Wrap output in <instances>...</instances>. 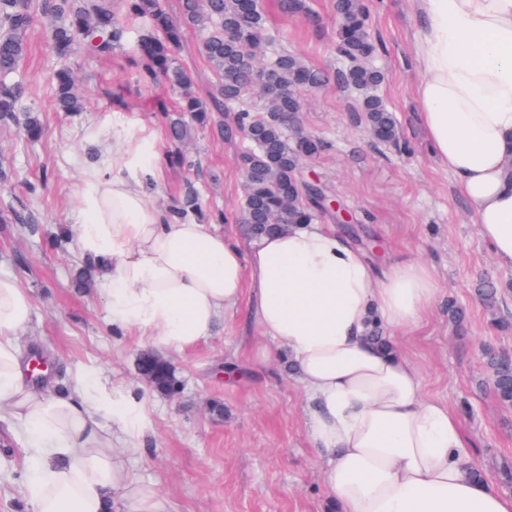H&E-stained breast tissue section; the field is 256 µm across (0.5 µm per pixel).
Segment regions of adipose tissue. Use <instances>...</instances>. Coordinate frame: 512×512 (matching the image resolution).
<instances>
[{
  "instance_id": "ef3b65f1",
  "label": "adipose tissue",
  "mask_w": 512,
  "mask_h": 512,
  "mask_svg": "<svg viewBox=\"0 0 512 512\" xmlns=\"http://www.w3.org/2000/svg\"><path fill=\"white\" fill-rule=\"evenodd\" d=\"M424 20L420 120L455 178L481 237L512 267V0H417ZM154 165L123 147L111 171L87 169L74 227L94 259L113 325L184 352L213 336L244 292L274 350L285 354L312 406L309 434L326 457L337 512H512V496L472 460L445 403L424 398L415 365L370 334L416 325L438 288L429 268L377 269L328 224H300L250 245L196 218L151 204ZM28 292L0 276V421L25 437L30 512H159L154 492L129 480L104 431L120 425L135 451L144 403L77 375L70 393L30 387L16 338Z\"/></svg>"
}]
</instances>
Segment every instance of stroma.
Returning <instances> with one entry per match:
<instances>
[{
	"mask_svg": "<svg viewBox=\"0 0 512 512\" xmlns=\"http://www.w3.org/2000/svg\"><path fill=\"white\" fill-rule=\"evenodd\" d=\"M373 59L384 80L377 93L395 114L400 136L374 141L359 117L358 98L338 79L345 61L336 52L334 0H302L288 12L282 0H260L275 34L264 58L287 52L326 71L329 82L308 97L297 126L323 143L302 164L301 176L320 181L352 214L342 226L375 266L392 260L426 263L439 288L435 303L415 326L395 331L397 347L417 366L424 397L444 402L455 415L470 455L512 496V403L502 402L488 383L480 355L488 345L512 358V269L501 267L454 177L429 152L419 122L416 45L423 28L413 0H365ZM51 20L38 17L29 52L18 75L28 85L26 103L38 112L44 135L34 144L12 125L0 124V165L13 167L20 182L0 192V204L24 203L35 225L23 231L0 224V276L15 278L32 297V313L19 334L23 359L40 354L56 371L44 385L56 389L78 371L141 398L148 411L143 449L126 454L127 472L153 486L163 512H336L323 480L325 459L315 450L308 403L286 362L265 361L268 341L248 316L250 297L238 315L192 350L164 352L177 382L175 391L148 387L139 374L141 354L154 351L149 337L113 327L98 289L77 291L69 270L74 248L51 241L60 225L77 221L85 191L84 172L112 162L115 144L133 142L166 153L168 142L156 106L176 109L178 95L141 79L136 54L139 24H131L123 48L112 57L78 54L71 62L85 107L76 115L55 110L52 73L56 60L46 41ZM204 34L188 29L177 54L193 75L194 88L208 94L215 77L198 51ZM248 144L217 139L205 130L191 135L193 167L159 162L151 198L177 200L193 184L207 204L224 211L242 244L251 238L237 221L244 174L239 156ZM34 191H27V184ZM499 290L495 307L478 294ZM465 309L456 322L449 302ZM24 450L15 432L0 426V512H27Z\"/></svg>",
	"mask_w": 512,
	"mask_h": 512,
	"instance_id": "35a3bbf8",
	"label": "stroma"
}]
</instances>
